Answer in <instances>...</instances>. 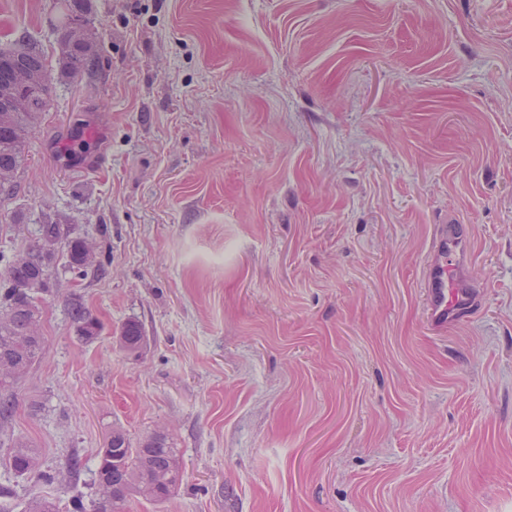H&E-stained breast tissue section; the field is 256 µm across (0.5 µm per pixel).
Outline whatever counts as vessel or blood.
I'll return each instance as SVG.
<instances>
[{"label": "vessel or blood", "mask_w": 512, "mask_h": 512, "mask_svg": "<svg viewBox=\"0 0 512 512\" xmlns=\"http://www.w3.org/2000/svg\"><path fill=\"white\" fill-rule=\"evenodd\" d=\"M470 250L471 240L462 225H436L424 278L432 324L445 326L463 322L479 311L477 295L462 275Z\"/></svg>", "instance_id": "1"}]
</instances>
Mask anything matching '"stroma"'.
Wrapping results in <instances>:
<instances>
[{
  "label": "stroma",
  "mask_w": 512,
  "mask_h": 512,
  "mask_svg": "<svg viewBox=\"0 0 512 512\" xmlns=\"http://www.w3.org/2000/svg\"><path fill=\"white\" fill-rule=\"evenodd\" d=\"M52 3L0 0V48L27 28L57 70ZM91 3L99 66L0 191V251L61 228L0 485L32 493L26 442L72 512L119 429L183 463L125 512H512V0ZM438 224L481 297L444 331ZM75 238L103 265L77 282ZM471 250L470 236L462 224L435 226L431 258L424 278L429 320L446 326L470 320L480 309L479 300L462 276ZM72 317L78 324L81 337L89 339V337L96 335L100 331L99 322L91 316L81 303H77L73 307ZM9 457L11 469L21 479L37 478L42 484L51 482L52 477L46 474L37 473V457L32 448L24 442H18Z\"/></svg>",
  "instance_id": "1"
}]
</instances>
